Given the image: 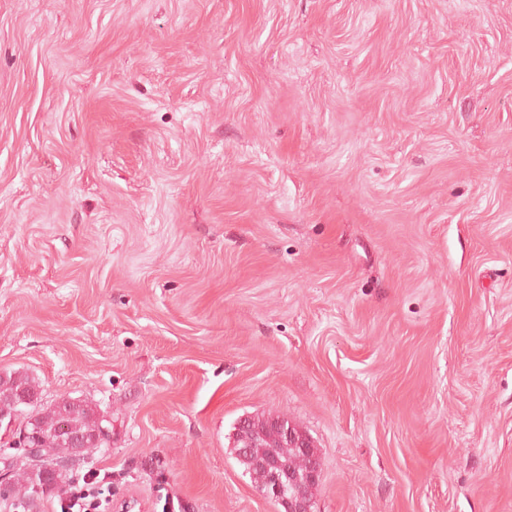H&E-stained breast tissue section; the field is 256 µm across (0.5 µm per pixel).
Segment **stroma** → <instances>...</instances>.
Wrapping results in <instances>:
<instances>
[{"label":"stroma","mask_w":512,"mask_h":512,"mask_svg":"<svg viewBox=\"0 0 512 512\" xmlns=\"http://www.w3.org/2000/svg\"><path fill=\"white\" fill-rule=\"evenodd\" d=\"M147 512H512V0H0V373ZM240 431L244 432L245 435H242ZM248 435L254 436L257 442L250 448L251 453L253 455H271L275 457L280 462L285 477L288 478L286 485L288 495H285L283 476L277 469L269 466L268 468L271 470L270 480L264 495L278 498L279 503L284 509L283 512H312L314 502L312 504L310 500H313L312 490L317 487H313L315 484L303 488V492L309 496L310 500L300 492L288 497L296 490H302L300 485L294 481L303 477L311 462L310 458L304 453L308 452L311 448L309 441L301 438L298 441L300 448L290 445L287 439H294L295 434L293 432L290 430L286 431V439L285 434L279 428L266 422L265 418L250 417L247 428L238 429L236 433L234 452L236 459L244 467L246 473L250 475L258 491L262 490L265 485L267 475L265 471L252 466V463L246 457V453L243 456L240 453L242 447L246 445L245 438L247 437L245 436ZM288 472L290 473L289 476Z\"/></svg>","instance_id":"stroma-1"}]
</instances>
